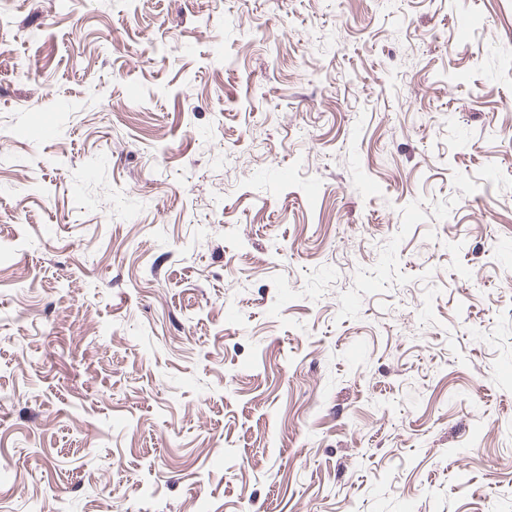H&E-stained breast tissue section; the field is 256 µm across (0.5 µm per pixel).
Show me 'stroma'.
Listing matches in <instances>:
<instances>
[{
    "label": "stroma",
    "instance_id": "obj_1",
    "mask_svg": "<svg viewBox=\"0 0 512 512\" xmlns=\"http://www.w3.org/2000/svg\"><path fill=\"white\" fill-rule=\"evenodd\" d=\"M0 512H512V0H8Z\"/></svg>",
    "mask_w": 512,
    "mask_h": 512
}]
</instances>
